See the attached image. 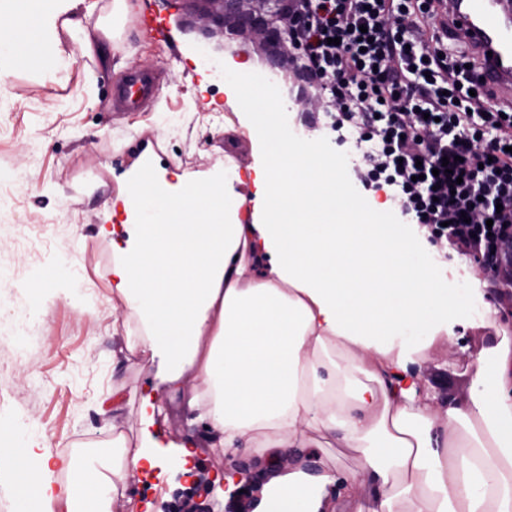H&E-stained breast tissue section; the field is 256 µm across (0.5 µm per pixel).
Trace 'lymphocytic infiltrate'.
<instances>
[{"label":"lymphocytic infiltrate","instance_id":"f902f5d3","mask_svg":"<svg viewBox=\"0 0 512 512\" xmlns=\"http://www.w3.org/2000/svg\"><path fill=\"white\" fill-rule=\"evenodd\" d=\"M299 93L324 91L330 127L357 134L365 189L385 191L433 242L491 253L512 227V107L490 103L436 0H279Z\"/></svg>","mask_w":512,"mask_h":512}]
</instances>
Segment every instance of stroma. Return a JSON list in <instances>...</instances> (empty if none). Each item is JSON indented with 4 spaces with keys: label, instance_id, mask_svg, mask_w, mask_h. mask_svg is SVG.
I'll return each instance as SVG.
<instances>
[{
    "label": "stroma",
    "instance_id": "35a3bbf8",
    "mask_svg": "<svg viewBox=\"0 0 512 512\" xmlns=\"http://www.w3.org/2000/svg\"><path fill=\"white\" fill-rule=\"evenodd\" d=\"M137 15H158L147 30L127 20L132 52L127 65L155 68L172 89L146 112L115 114L116 71L98 60L78 59L67 81H46L25 62H16L0 82V212L20 210L29 223L51 227L49 249L36 251L0 228V300H27V285L50 276L54 266L75 264L74 281L51 288L46 307L21 324L0 322V421L26 428L34 439L55 443L62 457H93L108 465L121 447H135L137 403L112 410V390L145 388L154 376L144 359L127 353L126 311L113 296L109 275L112 246L98 238L97 224L122 187L126 171L145 146L158 141L162 167L196 175L232 153L241 166H259L261 148L252 146L244 107L226 89L220 72L204 63L234 54L269 69V53L246 31L215 26L202 31L184 0H132ZM288 122L300 136L319 139L341 157L348 182L359 188L356 170L364 163L352 144L306 120L302 111ZM436 267L466 288L489 292L495 285L472 257L436 248ZM426 384L439 397L468 395L471 375L465 359L448 361V344L435 340L426 350ZM233 501L193 486L178 469H155L115 493L116 512H228Z\"/></svg>",
    "mask_w": 512,
    "mask_h": 512
}]
</instances>
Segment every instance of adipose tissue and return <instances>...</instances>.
<instances>
[{
  "label": "adipose tissue",
  "instance_id": "1",
  "mask_svg": "<svg viewBox=\"0 0 512 512\" xmlns=\"http://www.w3.org/2000/svg\"><path fill=\"white\" fill-rule=\"evenodd\" d=\"M130 9L0 0V77L20 58L60 80L75 61L60 22L111 65L112 24ZM228 77L266 145L254 195L233 157L221 174L173 180L147 154L118 195L128 240L113 251L112 293L140 330L127 350L203 427L179 445L180 465L203 445L255 455L265 512H512V344L471 359L465 401L423 400L426 348L455 341V325L485 308L480 289L444 284L411 225L352 192L341 159L291 136L279 88L256 87L257 69ZM154 395L140 392V444L111 467L53 465L47 443L0 427L16 512H55L59 469L75 492L67 512H112L117 485L161 464ZM334 446L354 450L358 468L312 477L306 459Z\"/></svg>",
  "mask_w": 512,
  "mask_h": 512
}]
</instances>
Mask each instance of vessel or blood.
Instances as JSON below:
<instances>
[{"mask_svg": "<svg viewBox=\"0 0 512 512\" xmlns=\"http://www.w3.org/2000/svg\"><path fill=\"white\" fill-rule=\"evenodd\" d=\"M449 30L467 34L471 56L495 100L512 104V0H441ZM151 72L134 66L115 87L119 111L138 112L155 95Z\"/></svg>", "mask_w": 512, "mask_h": 512, "instance_id": "obj_1", "label": "vessel or blood"}]
</instances>
